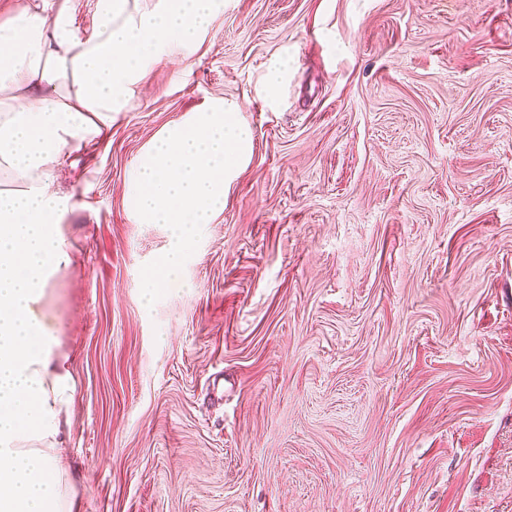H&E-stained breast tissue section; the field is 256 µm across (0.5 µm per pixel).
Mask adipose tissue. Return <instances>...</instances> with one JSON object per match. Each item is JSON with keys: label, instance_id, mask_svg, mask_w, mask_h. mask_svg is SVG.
I'll list each match as a JSON object with an SVG mask.
<instances>
[{"label": "adipose tissue", "instance_id": "ef3b65f1", "mask_svg": "<svg viewBox=\"0 0 512 512\" xmlns=\"http://www.w3.org/2000/svg\"><path fill=\"white\" fill-rule=\"evenodd\" d=\"M72 0L47 12L21 0L0 24V512H73L59 426L75 394L43 311L67 261L69 197L53 190L66 151L96 140L147 71L192 55L224 0H95L96 31L74 25ZM291 47L267 60L259 92L270 108L288 81Z\"/></svg>", "mask_w": 512, "mask_h": 512}]
</instances>
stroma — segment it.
I'll use <instances>...</instances> for the list:
<instances>
[{
	"mask_svg": "<svg viewBox=\"0 0 512 512\" xmlns=\"http://www.w3.org/2000/svg\"><path fill=\"white\" fill-rule=\"evenodd\" d=\"M219 96L251 161L146 306L127 176ZM54 188L77 512H512V0H226ZM292 56V48L285 45L273 53L265 63L259 92L265 104L271 109L277 108L280 104V93L288 82L289 62Z\"/></svg>",
	"mask_w": 512,
	"mask_h": 512,
	"instance_id": "35a3bbf8",
	"label": "stroma"
}]
</instances>
